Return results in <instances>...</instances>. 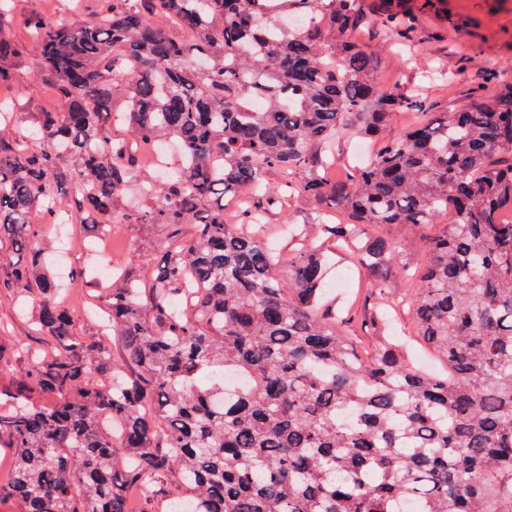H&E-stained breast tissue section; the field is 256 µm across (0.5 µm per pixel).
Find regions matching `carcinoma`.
I'll return each instance as SVG.
<instances>
[{
  "instance_id": "1",
  "label": "carcinoma",
  "mask_w": 512,
  "mask_h": 512,
  "mask_svg": "<svg viewBox=\"0 0 512 512\" xmlns=\"http://www.w3.org/2000/svg\"><path fill=\"white\" fill-rule=\"evenodd\" d=\"M96 3L80 22L27 19L58 105L38 113L42 147L0 144V230L29 250L7 287L55 292L32 215L55 217L61 196L107 231L163 224L170 244L148 292L124 271L107 289L130 378L110 342L73 335L51 300L40 307L55 347L32 351L29 384L49 401L0 391V447L13 449L0 495L22 512H133L127 488L151 502V480L171 477L185 494L167 512H403L407 499L418 512H512V162L498 161L512 153V85L380 142L332 180L318 149L423 109L372 77V48L352 38L364 0ZM372 12L390 38L413 40L415 8L373 0ZM25 50L0 30V86ZM116 99L124 138L109 125ZM168 141L176 166L116 211L140 178L137 153ZM270 169L282 191L342 210L318 235L381 291L408 272L386 230L419 233L427 264L409 306L444 374L397 345L361 354L321 305L327 260L307 233L285 258L257 210L224 222L242 192L279 203L263 189ZM450 209L457 222L437 227ZM227 372L249 381L230 399Z\"/></svg>"
}]
</instances>
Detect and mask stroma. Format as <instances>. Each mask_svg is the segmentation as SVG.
Here are the masks:
<instances>
[{
    "label": "stroma",
    "instance_id": "1",
    "mask_svg": "<svg viewBox=\"0 0 512 512\" xmlns=\"http://www.w3.org/2000/svg\"><path fill=\"white\" fill-rule=\"evenodd\" d=\"M94 8L95 0H14L12 34L16 40L26 41L25 21L34 14L54 11L77 20ZM417 28L419 38L402 45L387 39L373 17H366L356 29L355 38L375 50L371 74L383 89L418 95L427 112L439 116L470 109L480 98L492 97L512 83V0H436L434 10L419 13ZM37 66L36 50L28 48L14 65L13 95L17 103L5 118H0V138H21L35 149L41 146L33 133L36 114L57 104L50 86L32 84ZM320 210V204L313 200L293 195L288 198L285 211H263L262 222L269 240L284 253L290 246L289 226L316 223ZM58 211L67 223L70 252L63 255L55 250L52 226L38 213L32 218L41 229L37 244L45 253L49 271L69 278L67 290L59 291L54 301L73 311L74 335L93 336L97 328L83 310L104 307L109 282L103 277L99 260L87 251V244L99 242L103 255L146 277L161 259L168 229L161 224H127L112 239L101 242L96 228L72 212L67 200H59ZM14 254L12 237L0 236V328L5 329L10 343L22 342L45 352L53 343L33 323L44 295L35 290L19 296L5 287L11 278L10 259ZM326 254L335 264L332 278L352 272L347 253L330 248ZM352 274L354 284L350 290H335L351 313L346 326L348 335L369 352L407 336L412 330L411 316L402 308L393 311L391 322L382 333H365L363 321L374 298L366 274Z\"/></svg>",
    "mask_w": 512,
    "mask_h": 512
}]
</instances>
